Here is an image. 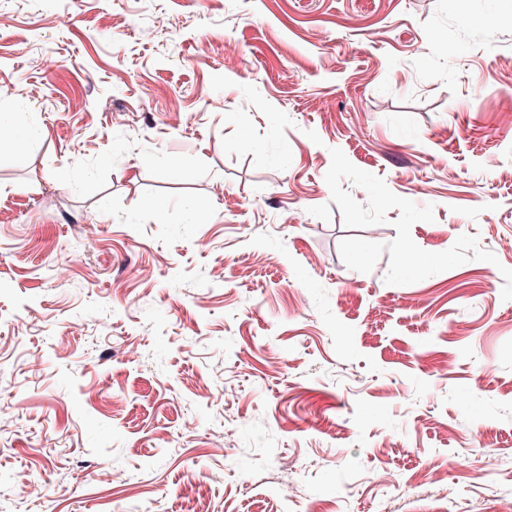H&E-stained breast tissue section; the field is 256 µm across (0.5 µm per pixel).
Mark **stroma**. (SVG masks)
Wrapping results in <instances>:
<instances>
[{
    "label": "stroma",
    "mask_w": 512,
    "mask_h": 512,
    "mask_svg": "<svg viewBox=\"0 0 512 512\" xmlns=\"http://www.w3.org/2000/svg\"><path fill=\"white\" fill-rule=\"evenodd\" d=\"M1 84L0 512H512V0H0Z\"/></svg>",
    "instance_id": "35a3bbf8"
}]
</instances>
